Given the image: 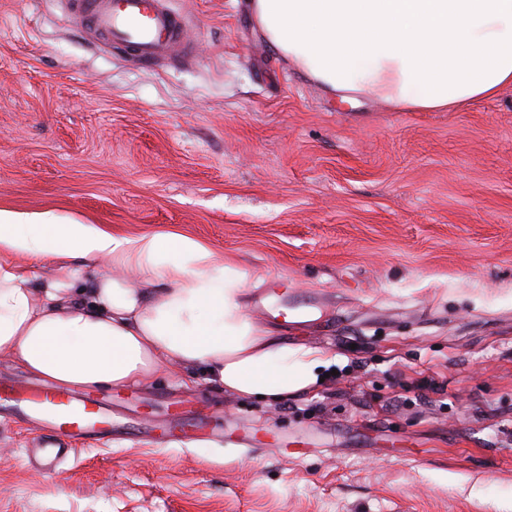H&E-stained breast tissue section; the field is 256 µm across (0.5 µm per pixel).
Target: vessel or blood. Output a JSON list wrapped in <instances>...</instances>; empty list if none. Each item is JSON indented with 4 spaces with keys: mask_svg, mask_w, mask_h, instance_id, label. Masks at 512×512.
<instances>
[{
    "mask_svg": "<svg viewBox=\"0 0 512 512\" xmlns=\"http://www.w3.org/2000/svg\"><path fill=\"white\" fill-rule=\"evenodd\" d=\"M79 18L105 36L108 47L125 51L138 61L155 65L172 59L185 44L186 21L172 0H68ZM11 403L19 418L48 424L59 442L41 445L38 453L47 471H55L69 453V442L101 434H114L117 424L91 401L73 397L61 388L24 390L0 384V403ZM210 429L201 417L184 425L162 429L159 437L186 443L199 441ZM224 445L253 453L264 441L257 433L224 431Z\"/></svg>",
    "mask_w": 512,
    "mask_h": 512,
    "instance_id": "b4317fda",
    "label": "vessel or blood"
}]
</instances>
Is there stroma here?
<instances>
[{"mask_svg":"<svg viewBox=\"0 0 512 512\" xmlns=\"http://www.w3.org/2000/svg\"><path fill=\"white\" fill-rule=\"evenodd\" d=\"M195 59L147 68L60 0H0V208L199 238L278 279L336 357L264 404L180 371L78 389L123 428L59 473L0 406V512H512V87L457 112L340 102L270 49L247 0H173ZM201 414L266 447L157 443ZM307 441L281 454L277 438Z\"/></svg>","mask_w":512,"mask_h":512,"instance_id":"stroma-1","label":"stroma"}]
</instances>
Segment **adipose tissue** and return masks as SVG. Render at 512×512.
Instances as JSON below:
<instances>
[{
  "label": "adipose tissue",
  "mask_w": 512,
  "mask_h": 512,
  "mask_svg": "<svg viewBox=\"0 0 512 512\" xmlns=\"http://www.w3.org/2000/svg\"><path fill=\"white\" fill-rule=\"evenodd\" d=\"M268 45L330 95L456 111L512 85V0H249ZM50 259L32 287L15 256ZM114 273L73 285L76 265ZM247 274L175 230L118 235L52 211L0 208V356L58 387H122L173 369L280 402L336 358L289 344L243 304Z\"/></svg>",
  "instance_id": "adipose-tissue-1"
}]
</instances>
